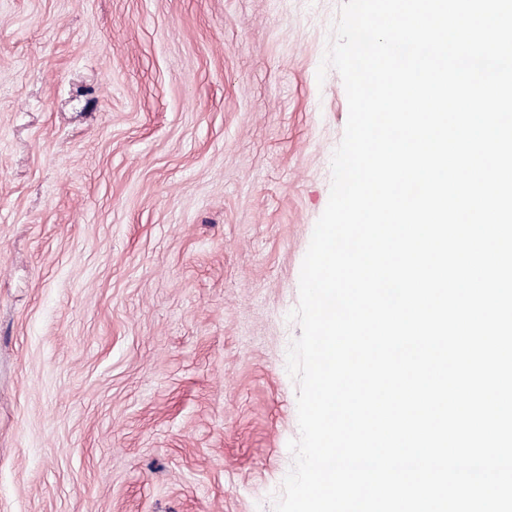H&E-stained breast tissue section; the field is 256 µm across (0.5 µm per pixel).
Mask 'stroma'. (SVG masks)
I'll use <instances>...</instances> for the list:
<instances>
[{"mask_svg": "<svg viewBox=\"0 0 512 512\" xmlns=\"http://www.w3.org/2000/svg\"><path fill=\"white\" fill-rule=\"evenodd\" d=\"M343 0H0V512H274Z\"/></svg>", "mask_w": 512, "mask_h": 512, "instance_id": "stroma-1", "label": "stroma"}]
</instances>
